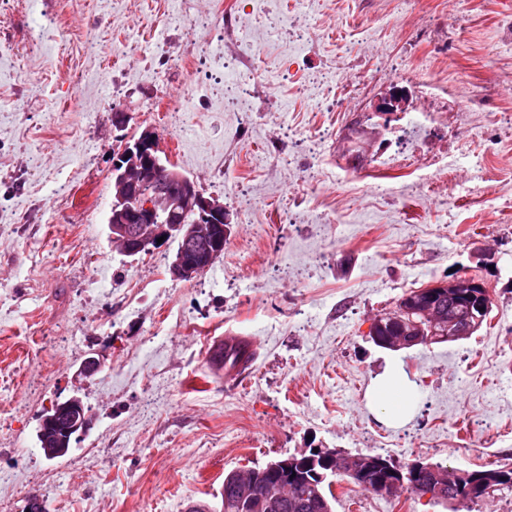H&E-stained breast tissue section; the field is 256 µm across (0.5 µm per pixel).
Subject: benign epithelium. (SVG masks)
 I'll list each match as a JSON object with an SVG mask.
<instances>
[{
  "label": "benign epithelium",
  "instance_id": "obj_1",
  "mask_svg": "<svg viewBox=\"0 0 512 512\" xmlns=\"http://www.w3.org/2000/svg\"><path fill=\"white\" fill-rule=\"evenodd\" d=\"M402 91L388 90L380 97L377 109L387 115L397 111ZM162 149L156 134L144 130L138 137L124 139L122 149L112 158V205L109 217V237L124 255H138L158 246L157 239L179 232L180 249L170 271L178 280L191 279L207 269L208 253L221 245L224 223L228 222L224 203L208 198L197 183L181 172L171 169L163 160ZM194 213L196 218L188 228H183L184 216ZM466 291L469 299L466 314L447 313L434 304L437 295L457 299V290ZM488 294V285L473 276L461 275L450 280L436 281L405 298L399 315H379L370 324L368 339L376 346L390 351L409 349L417 345L456 342L473 334L480 327ZM417 313L424 317L427 328L420 331L405 327L408 317ZM67 405L74 406L63 426L67 437L79 438L91 428V418L85 412L81 398L72 396ZM303 459L314 468L311 477L296 480L295 495L306 499L317 493V486L329 481L339 471L363 474L369 470H391L389 462L376 456L352 455L338 449H320L318 455L300 452ZM467 472L458 469H434L433 476L423 486L425 496L442 497L448 488H459ZM234 486L248 487L253 498L273 501L280 497L281 485L259 481L253 469H240L232 473Z\"/></svg>",
  "mask_w": 512,
  "mask_h": 512
}]
</instances>
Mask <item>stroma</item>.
<instances>
[{
  "mask_svg": "<svg viewBox=\"0 0 512 512\" xmlns=\"http://www.w3.org/2000/svg\"><path fill=\"white\" fill-rule=\"evenodd\" d=\"M29 56H0V512H184L221 507L225 473L311 448L378 452L460 470L512 466V0H51ZM257 52L250 96L203 107L193 58L141 68L168 29L217 10ZM128 69L120 99L110 71ZM24 94H17L18 85ZM444 108L446 179L388 171L401 150L378 97ZM130 115L112 124L114 108ZM154 131L204 196L224 201L223 256L190 280L177 242L121 255L109 239L112 156ZM363 157L347 166L350 154ZM481 166L486 194L457 188ZM489 286L472 336L393 352L365 333L410 290L452 274ZM255 335L234 381L205 360L213 337ZM101 371L78 375L89 353ZM399 368L412 406L389 425L369 402ZM82 397L93 426L61 458L36 431ZM334 512H446L347 480Z\"/></svg>",
  "mask_w": 512,
  "mask_h": 512,
  "instance_id": "1",
  "label": "stroma"
}]
</instances>
